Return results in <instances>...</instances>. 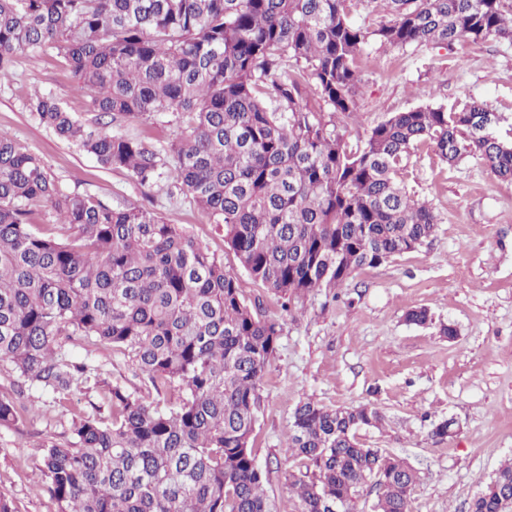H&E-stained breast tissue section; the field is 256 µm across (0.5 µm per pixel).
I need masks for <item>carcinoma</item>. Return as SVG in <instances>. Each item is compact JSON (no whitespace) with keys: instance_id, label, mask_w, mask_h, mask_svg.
<instances>
[{"instance_id":"cac0c4a2","label":"carcinoma","mask_w":512,"mask_h":512,"mask_svg":"<svg viewBox=\"0 0 512 512\" xmlns=\"http://www.w3.org/2000/svg\"><path fill=\"white\" fill-rule=\"evenodd\" d=\"M391 19L368 31L351 0H0V82L18 55L53 54L99 118L83 123L49 93L28 111L105 169L142 184L174 170L239 270L177 224L135 203L114 207L65 192L41 160L0 129V428L36 417L37 390L59 404L95 391L108 413L70 410V440L46 435L37 465L50 512H332L376 489L370 512H409L416 478L403 459L364 446L384 416L368 403L313 400L292 413L284 450L299 459L277 509L251 438L261 382L280 328L244 296L238 271L283 300L334 291L436 233L440 218L402 175L425 146L454 166L480 160L512 180V142L494 133L491 106L426 104L394 112L351 148L336 117L357 110L370 38L406 48L512 42L504 0H382ZM172 114L157 146L110 134L100 117ZM55 217L42 232L32 216ZM425 327V308L406 313ZM75 339L134 362L156 397L76 361ZM470 512H512V460Z\"/></svg>"}]
</instances>
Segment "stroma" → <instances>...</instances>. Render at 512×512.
Instances as JSON below:
<instances>
[{
    "label": "stroma",
    "instance_id": "obj_1",
    "mask_svg": "<svg viewBox=\"0 0 512 512\" xmlns=\"http://www.w3.org/2000/svg\"><path fill=\"white\" fill-rule=\"evenodd\" d=\"M358 113L339 125L349 145L392 113L438 103L487 101L500 115L495 132L512 140V42L489 38L474 45L396 48L370 40L359 72ZM60 58L18 56L0 82V128L35 153L72 193L112 206L136 203L181 227L210 253L235 266L224 234L165 178L140 184L127 170L102 168L35 123L26 102L33 90L53 94L71 112L90 119L87 96ZM408 190L440 215L432 240L377 267L355 270L337 293L314 291L289 318L277 297L249 277L241 286L259 300L282 331L276 356L261 384L259 421L251 446L267 473L266 489L287 500L288 476L300 463L283 451L294 407L306 398L328 406L371 402L382 411L381 429L364 431L365 446L405 459L416 471L410 512H469V505L500 464L512 458V182L468 159L442 163L427 149L404 176ZM425 308L435 324L419 328L405 314ZM454 325L455 339L439 324ZM71 354L100 365L112 381L144 395L148 383L127 357L105 346L71 345ZM34 422L0 429V490L17 512H49L36 467L43 435L68 439L69 416L52 395L35 393ZM451 418L456 433L435 441L434 422Z\"/></svg>",
    "mask_w": 512,
    "mask_h": 512
}]
</instances>
